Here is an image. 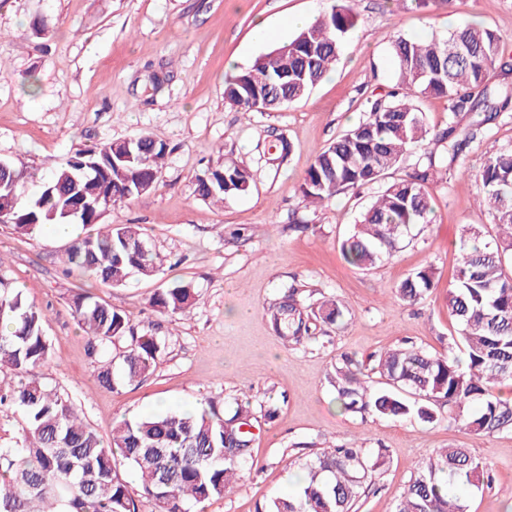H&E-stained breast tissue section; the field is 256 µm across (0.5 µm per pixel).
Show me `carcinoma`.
Wrapping results in <instances>:
<instances>
[{
    "label": "carcinoma",
    "mask_w": 512,
    "mask_h": 512,
    "mask_svg": "<svg viewBox=\"0 0 512 512\" xmlns=\"http://www.w3.org/2000/svg\"><path fill=\"white\" fill-rule=\"evenodd\" d=\"M356 0H336L330 11L296 37L227 79L224 100L241 111H275L302 100L330 71L347 48L357 24ZM398 90L375 100L365 117L329 146L315 153L301 192L322 203L337 194L372 186L394 174L428 135L416 94L451 101L448 126L435 135L440 151L417 159L413 170L385 184L361 214L355 231L341 241L344 258L370 270L391 257L420 224L429 223L435 174L455 169L476 140L491 137L492 125L512 112V88L497 99L488 93L487 77L497 67L508 75L512 56L502 37L485 27L468 26L446 37L421 40L398 36L391 41ZM459 112H481L483 118L458 130ZM167 145L148 135L80 149L40 179L29 195L33 176L23 166L6 163L0 172V198L8 213L3 223L25 234L56 224H83L97 232L77 236L64 253L66 272L78 271L111 287H121L134 274L152 277L162 260L132 225L101 223L113 205L153 190ZM482 205L493 218L497 235L485 243L480 233L463 229L459 265L448 286V309L458 324L464 359L436 356L414 347L389 349L378 358L376 373L386 388L373 389L358 361L346 357L336 369V399L352 413L414 418L431 424L438 410L476 435L512 430V402L495 393L512 380V148L485 152L479 173ZM251 174L244 163L208 170L198 179L203 198L223 201L246 193ZM82 203L78 218L65 212ZM434 269L409 275L396 297L413 303L434 287ZM200 294L174 282L156 291L150 305L160 313L184 312ZM78 324L89 336L88 354L97 363V380L111 386L142 377L165 349L152 334L126 336L129 318L84 294L73 301ZM342 306L323 302L313 314L288 289L272 312L285 341L311 335L313 318L325 324L342 321ZM44 313L24 301L22 292L0 280V368L18 381L0 386V406L20 415L22 427L14 443L0 447V512H139L119 467L135 469L145 495L158 512H191L193 505L224 489L251 457L252 409L238 402L228 414L210 401L198 413H167L125 419L112 427L110 442L79 415L57 388L29 376L47 363L51 343ZM130 338L125 350L112 355V345ZM120 360L123 376L115 378ZM364 449L324 448L306 463L307 474L290 497L272 500L267 512H355L363 482L373 471ZM481 463L464 448L435 450L420 465L395 512H466L456 485L479 487Z\"/></svg>",
    "instance_id": "1"
}]
</instances>
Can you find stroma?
I'll list each match as a JSON object with an SVG mask.
<instances>
[{
  "label": "stroma",
  "instance_id": "1",
  "mask_svg": "<svg viewBox=\"0 0 512 512\" xmlns=\"http://www.w3.org/2000/svg\"><path fill=\"white\" fill-rule=\"evenodd\" d=\"M332 0H0V160L47 174L76 149L145 133L169 152L158 186L108 210L104 223L141 225L163 260L155 276L109 288L65 275L62 257L81 225L22 234L0 224V276L41 308L51 341L49 362L34 374L68 392L102 436L125 419L251 404L252 460L223 495L192 512H257L295 493L305 463L322 448L357 443L383 463L358 499V512H394L421 463L437 448L468 449L489 476L460 487L467 512H512V432L467 433L441 417H361L343 412L331 383L343 355L371 369L379 355L405 344L433 355H459L458 326L448 310L463 225L487 231L475 143L461 159L470 178L431 183V222L398 255L371 270L343 258L340 243L377 194L371 186L321 203L300 186L316 153L361 120L396 83L390 42L403 35L443 37L464 25L496 30L512 42V0H454L428 11L413 0H356L357 25L336 68L301 101L243 115L224 99L226 66L251 65L295 35L288 16L319 17ZM47 33L36 36L35 22ZM277 35L259 40L257 23ZM282 133L292 152L269 164L257 145ZM228 162L249 165L246 195L215 203L197 181ZM431 267L435 286L411 305L395 296L412 272ZM183 282L201 293L186 312L160 315L149 299ZM305 304L339 300L341 327H317L301 344L273 331L268 311L288 287ZM122 310L137 332L162 337L164 354L141 379L100 385L88 338L72 315L75 294ZM274 418H266L267 410Z\"/></svg>",
  "mask_w": 512,
  "mask_h": 512
}]
</instances>
